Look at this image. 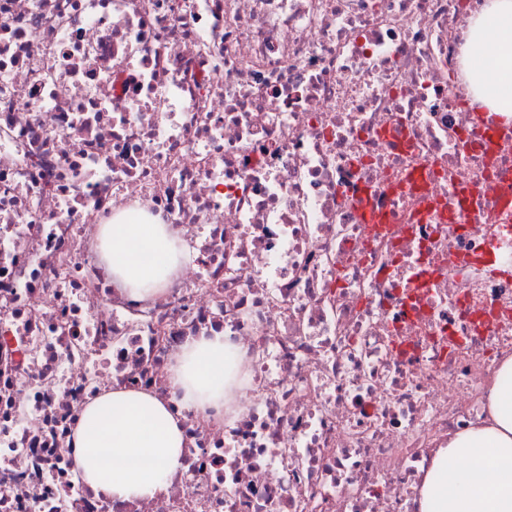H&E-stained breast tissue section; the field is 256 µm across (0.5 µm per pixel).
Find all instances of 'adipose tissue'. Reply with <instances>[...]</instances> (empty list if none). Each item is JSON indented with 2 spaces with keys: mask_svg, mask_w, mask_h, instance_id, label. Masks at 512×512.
Segmentation results:
<instances>
[{
  "mask_svg": "<svg viewBox=\"0 0 512 512\" xmlns=\"http://www.w3.org/2000/svg\"><path fill=\"white\" fill-rule=\"evenodd\" d=\"M466 40L476 102L488 112L512 113V0H485ZM99 248L113 282L135 298L162 293L185 261L163 224L102 225ZM225 355L219 334L176 355L170 381L186 406L223 410ZM487 399L489 424L458 432L439 449L422 481L420 512H512V358L501 364ZM103 413L107 422L90 428ZM72 446L88 485L117 499H146L180 468L183 429L153 394L115 389L85 408Z\"/></svg>",
  "mask_w": 512,
  "mask_h": 512,
  "instance_id": "1",
  "label": "adipose tissue"
}]
</instances>
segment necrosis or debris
Instances as JSON below:
<instances>
[{"instance_id":"obj_1","label":"necrosis or debris","mask_w":512,"mask_h":512,"mask_svg":"<svg viewBox=\"0 0 512 512\" xmlns=\"http://www.w3.org/2000/svg\"><path fill=\"white\" fill-rule=\"evenodd\" d=\"M483 2L0 0V512H419L512 357V115L462 63ZM133 209L187 255L145 300L98 249ZM217 333L249 377L220 423L168 374ZM112 388L182 416L155 497L74 473Z\"/></svg>"}]
</instances>
